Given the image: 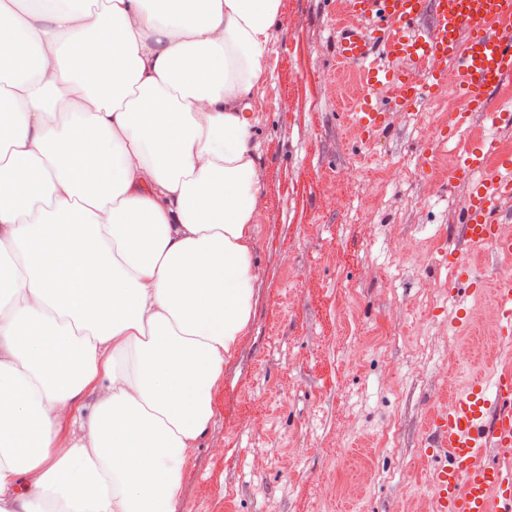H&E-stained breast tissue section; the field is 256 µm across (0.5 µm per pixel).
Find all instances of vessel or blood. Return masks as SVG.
I'll return each instance as SVG.
<instances>
[{
	"instance_id": "b4317fda",
	"label": "vessel or blood",
	"mask_w": 512,
	"mask_h": 512,
	"mask_svg": "<svg viewBox=\"0 0 512 512\" xmlns=\"http://www.w3.org/2000/svg\"><path fill=\"white\" fill-rule=\"evenodd\" d=\"M336 64L355 71L361 90L345 108L366 136L388 121L389 107L425 102L446 88L465 99L437 136L465 147L448 173L465 185L464 230L470 244L512 260L502 204L512 198V154L500 134L512 106L491 95L512 81V0H343L336 18ZM454 288H491L493 331L512 346V280L491 283L487 269L452 254ZM429 484L434 512H512V368L474 374L429 419Z\"/></svg>"
}]
</instances>
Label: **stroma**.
<instances>
[{
    "label": "stroma",
    "mask_w": 512,
    "mask_h": 512,
    "mask_svg": "<svg viewBox=\"0 0 512 512\" xmlns=\"http://www.w3.org/2000/svg\"><path fill=\"white\" fill-rule=\"evenodd\" d=\"M341 0H281L282 26L253 110L265 162L253 322L213 392L214 423L185 472L178 512H433L427 419L465 386L487 293L461 294L448 255L465 239L466 186L444 182L464 146L432 141L464 101L403 107L365 143L327 75ZM370 157L382 179L348 169Z\"/></svg>",
    "instance_id": "obj_1"
}]
</instances>
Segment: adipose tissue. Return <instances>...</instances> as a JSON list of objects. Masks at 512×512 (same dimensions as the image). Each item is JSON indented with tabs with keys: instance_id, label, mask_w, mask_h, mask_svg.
<instances>
[{
	"instance_id": "1",
	"label": "adipose tissue",
	"mask_w": 512,
	"mask_h": 512,
	"mask_svg": "<svg viewBox=\"0 0 512 512\" xmlns=\"http://www.w3.org/2000/svg\"><path fill=\"white\" fill-rule=\"evenodd\" d=\"M280 24V0H0L30 57L0 65V512H177L262 280Z\"/></svg>"
}]
</instances>
